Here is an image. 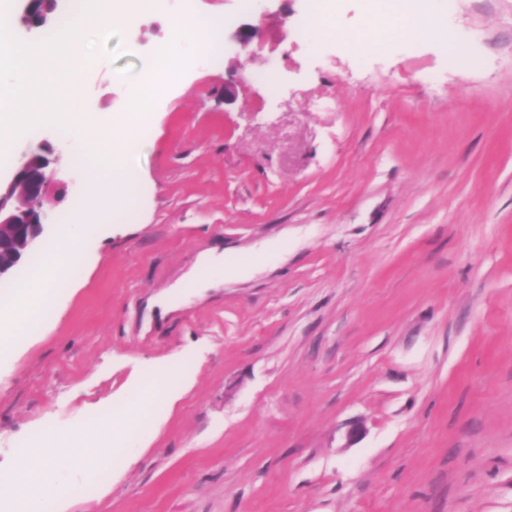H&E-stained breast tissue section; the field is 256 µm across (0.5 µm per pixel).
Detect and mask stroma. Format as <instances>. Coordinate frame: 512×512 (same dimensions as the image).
I'll return each mask as SVG.
<instances>
[{
    "label": "stroma",
    "instance_id": "obj_1",
    "mask_svg": "<svg viewBox=\"0 0 512 512\" xmlns=\"http://www.w3.org/2000/svg\"><path fill=\"white\" fill-rule=\"evenodd\" d=\"M194 7L259 35L169 46L190 63L153 95L131 216L84 226L74 290L0 360V476L65 433L86 452L44 512H512V0H431L459 63L301 37L306 0ZM168 25L117 27L74 109L127 111ZM70 145L34 128L0 178L31 152L69 172ZM171 371L189 389L98 474L108 411Z\"/></svg>",
    "mask_w": 512,
    "mask_h": 512
}]
</instances>
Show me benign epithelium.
Returning <instances> with one entry per match:
<instances>
[{
	"instance_id": "benign-epithelium-1",
	"label": "benign epithelium",
	"mask_w": 512,
	"mask_h": 512,
	"mask_svg": "<svg viewBox=\"0 0 512 512\" xmlns=\"http://www.w3.org/2000/svg\"><path fill=\"white\" fill-rule=\"evenodd\" d=\"M63 183L50 159L31 153L18 164L12 179L0 183V277L12 267L7 258L18 260L35 248L52 217L43 209V199Z\"/></svg>"
}]
</instances>
